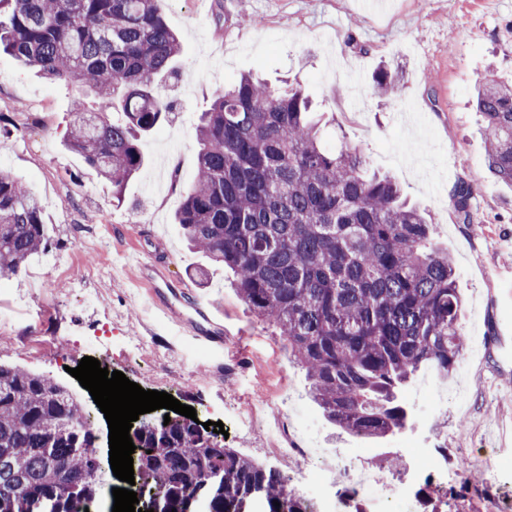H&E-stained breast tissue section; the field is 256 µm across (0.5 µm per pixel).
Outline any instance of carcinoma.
I'll return each instance as SVG.
<instances>
[{
  "label": "carcinoma",
  "instance_id": "1",
  "mask_svg": "<svg viewBox=\"0 0 512 512\" xmlns=\"http://www.w3.org/2000/svg\"><path fill=\"white\" fill-rule=\"evenodd\" d=\"M162 0H0V49L41 76L76 85L63 144L112 182L121 198L143 166L138 136L171 111L153 94L182 54ZM384 94L400 82L382 68ZM92 93L96 111L86 109ZM489 168L512 186V81H475ZM114 112L123 120L114 122ZM196 176L175 214L183 237L228 267L241 299L274 325L306 370L310 396L341 430L386 437L403 430L400 388L424 365L446 376L465 339L462 300L433 225L387 175L366 173L361 150L322 144L312 102L296 87L250 74L213 99L196 127ZM471 188L452 194L470 223ZM45 240L40 200L0 172V279L18 276ZM145 482L181 512L207 472L222 480L209 512H238L251 493L265 512H308L285 478L202 437L195 422L159 431ZM96 435L66 387L0 364V512L50 499L82 512L100 492ZM280 506H275L273 501Z\"/></svg>",
  "mask_w": 512,
  "mask_h": 512
}]
</instances>
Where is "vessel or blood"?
<instances>
[{
	"label": "vessel or blood",
	"instance_id": "1",
	"mask_svg": "<svg viewBox=\"0 0 512 512\" xmlns=\"http://www.w3.org/2000/svg\"><path fill=\"white\" fill-rule=\"evenodd\" d=\"M145 280L152 303L170 314L179 328L188 330L197 339L215 342V319L208 301L198 296L189 286L171 287L167 281L154 274H146Z\"/></svg>",
	"mask_w": 512,
	"mask_h": 512
}]
</instances>
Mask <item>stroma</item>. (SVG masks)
Instances as JSON below:
<instances>
[{
	"mask_svg": "<svg viewBox=\"0 0 512 512\" xmlns=\"http://www.w3.org/2000/svg\"><path fill=\"white\" fill-rule=\"evenodd\" d=\"M182 42L178 72L155 93L172 103L167 121L142 136L145 164L113 197L112 184L68 151L63 140L74 91L37 77L0 52V170L40 200L46 241L16 278L0 280V364L54 380L89 413L100 460L108 423L71 376L83 356L123 372L143 389L222 422L217 442L278 466L266 431L240 428L239 407L300 414L299 447L318 442L386 464L431 453L448 471L429 487L421 512H512V188L486 163L478 74L512 81V9L496 0H162ZM400 69L389 98L378 94L380 65ZM272 85L299 83L320 110L323 140L361 148L371 170L391 176L420 204L435 241L455 267L464 301L465 349L441 377L421 369L401 391L410 426L386 438L347 434L308 395L306 371L278 329L240 299L233 275L208 265L182 238L174 217L196 174V126L217 91L241 75ZM469 184L471 221L459 223L451 195ZM142 253L170 284L209 266L207 295L222 308L224 344L175 334L151 308L138 268Z\"/></svg>",
	"mask_w": 512,
	"mask_h": 512,
	"instance_id": "35a3bbf8",
	"label": "stroma"
}]
</instances>
